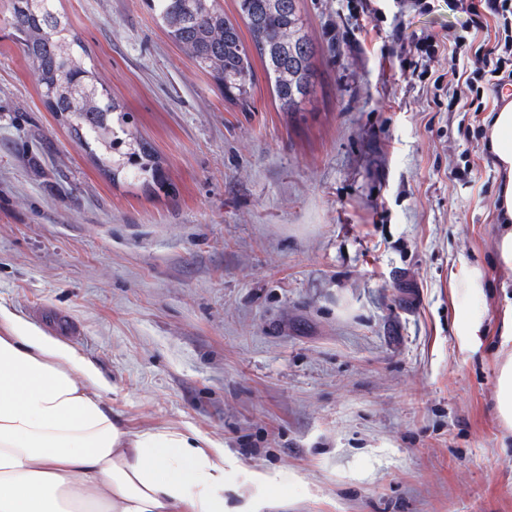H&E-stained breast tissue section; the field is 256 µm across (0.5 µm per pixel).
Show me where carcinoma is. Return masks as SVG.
<instances>
[{
    "mask_svg": "<svg viewBox=\"0 0 512 512\" xmlns=\"http://www.w3.org/2000/svg\"><path fill=\"white\" fill-rule=\"evenodd\" d=\"M59 0H8L10 34L38 73L41 96L54 91L49 109L72 123L76 138L104 148L112 170L155 177L151 150L133 140L129 114L112 98L82 59L76 33L57 8ZM248 35L224 16L219 0H151L169 39L223 89L224 97L252 98L253 56L263 63L275 98L298 112L317 79L316 46L300 0H237ZM91 88L85 100L79 90Z\"/></svg>",
    "mask_w": 512,
    "mask_h": 512,
    "instance_id": "1",
    "label": "carcinoma"
}]
</instances>
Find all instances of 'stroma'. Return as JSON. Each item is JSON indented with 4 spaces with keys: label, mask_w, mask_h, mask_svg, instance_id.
<instances>
[{
    "label": "stroma",
    "mask_w": 512,
    "mask_h": 512,
    "mask_svg": "<svg viewBox=\"0 0 512 512\" xmlns=\"http://www.w3.org/2000/svg\"><path fill=\"white\" fill-rule=\"evenodd\" d=\"M398 0H301L319 82L280 109L262 63L228 101L149 0H60L167 179L112 173L0 23V304L107 380L130 429L224 448V497L273 512H512V426L484 113L403 73ZM479 265L472 344L450 267ZM498 402L503 419L512 424V356L501 368Z\"/></svg>",
    "instance_id": "stroma-1"
}]
</instances>
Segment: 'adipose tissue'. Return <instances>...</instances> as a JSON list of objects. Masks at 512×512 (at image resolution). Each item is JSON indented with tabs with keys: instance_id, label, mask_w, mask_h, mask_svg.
Wrapping results in <instances>:
<instances>
[{
	"instance_id": "ef3b65f1",
	"label": "adipose tissue",
	"mask_w": 512,
	"mask_h": 512,
	"mask_svg": "<svg viewBox=\"0 0 512 512\" xmlns=\"http://www.w3.org/2000/svg\"><path fill=\"white\" fill-rule=\"evenodd\" d=\"M504 176L495 248L512 270V102L485 118ZM460 335L482 321L471 305L479 267L451 271ZM108 384L76 348L0 305V512H228L224 450L169 428L128 430Z\"/></svg>"
}]
</instances>
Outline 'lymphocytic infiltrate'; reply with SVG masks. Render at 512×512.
Segmentation results:
<instances>
[{
  "label": "lymphocytic infiltrate",
  "instance_id": "f902f5d3",
  "mask_svg": "<svg viewBox=\"0 0 512 512\" xmlns=\"http://www.w3.org/2000/svg\"><path fill=\"white\" fill-rule=\"evenodd\" d=\"M448 9L457 20L448 52V74L455 82L448 108L484 111L486 95L502 96L512 86V0H448ZM479 31L485 37L473 43L471 35Z\"/></svg>",
  "mask_w": 512,
  "mask_h": 512
}]
</instances>
